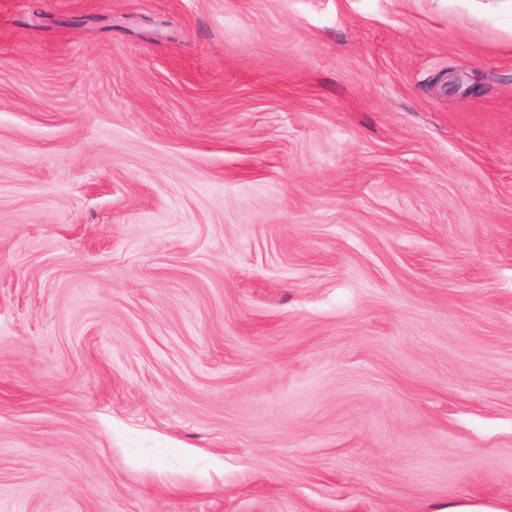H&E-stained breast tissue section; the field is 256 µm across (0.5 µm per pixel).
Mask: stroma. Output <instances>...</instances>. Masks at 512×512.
Here are the masks:
<instances>
[{
    "label": "stroma",
    "instance_id": "obj_1",
    "mask_svg": "<svg viewBox=\"0 0 512 512\" xmlns=\"http://www.w3.org/2000/svg\"><path fill=\"white\" fill-rule=\"evenodd\" d=\"M512 508L498 0H0V512Z\"/></svg>",
    "mask_w": 512,
    "mask_h": 512
}]
</instances>
